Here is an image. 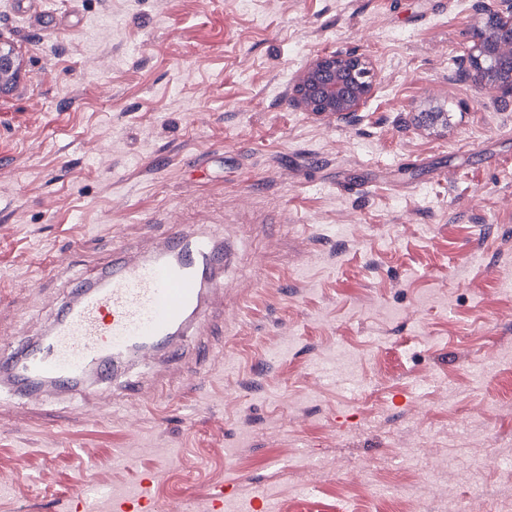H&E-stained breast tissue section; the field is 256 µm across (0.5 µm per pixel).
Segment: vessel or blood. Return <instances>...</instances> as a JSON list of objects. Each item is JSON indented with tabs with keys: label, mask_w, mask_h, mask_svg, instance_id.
I'll return each mask as SVG.
<instances>
[{
	"label": "vessel or blood",
	"mask_w": 512,
	"mask_h": 512,
	"mask_svg": "<svg viewBox=\"0 0 512 512\" xmlns=\"http://www.w3.org/2000/svg\"><path fill=\"white\" fill-rule=\"evenodd\" d=\"M231 249L219 231L199 235L178 225L158 242L139 251L113 255L112 268L90 283H79L73 297L49 325L45 342L33 349L0 354V372L39 382L32 401L43 399V386L66 393L87 374L108 377L113 365L155 357L173 364L183 359L178 338L191 329L222 282H200L196 267L221 271ZM116 496L114 512H154L148 493Z\"/></svg>",
	"instance_id": "b4317fda"
}]
</instances>
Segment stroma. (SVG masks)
<instances>
[{
	"label": "stroma",
	"instance_id": "obj_1",
	"mask_svg": "<svg viewBox=\"0 0 512 512\" xmlns=\"http://www.w3.org/2000/svg\"><path fill=\"white\" fill-rule=\"evenodd\" d=\"M474 3L0 0L21 60L0 86V348L170 225L235 253L181 364L36 407L0 382V512L88 488L112 512L147 473L159 512H211L231 480V512H296L304 487L311 512H457L474 485L512 505V100L459 75ZM351 48L378 73L364 111L294 109L303 65Z\"/></svg>",
	"mask_w": 512,
	"mask_h": 512
}]
</instances>
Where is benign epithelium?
<instances>
[{
  "label": "benign epithelium",
  "mask_w": 512,
  "mask_h": 512,
  "mask_svg": "<svg viewBox=\"0 0 512 512\" xmlns=\"http://www.w3.org/2000/svg\"><path fill=\"white\" fill-rule=\"evenodd\" d=\"M477 21L472 45L460 58V70L482 91L512 97V0H476ZM19 61L12 50L0 48V83L12 80ZM376 83L370 59L356 50L337 49L310 59L298 72L292 88L293 105L321 114L355 117L371 97Z\"/></svg>",
  "instance_id": "1"
}]
</instances>
